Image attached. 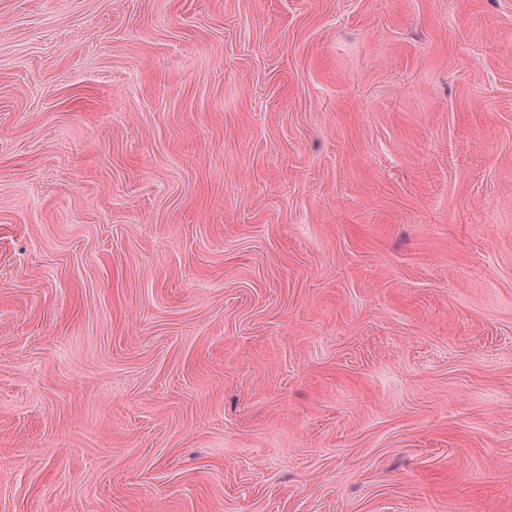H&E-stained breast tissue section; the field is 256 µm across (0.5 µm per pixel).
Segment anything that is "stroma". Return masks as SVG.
Listing matches in <instances>:
<instances>
[{
    "instance_id": "obj_1",
    "label": "stroma",
    "mask_w": 512,
    "mask_h": 512,
    "mask_svg": "<svg viewBox=\"0 0 512 512\" xmlns=\"http://www.w3.org/2000/svg\"><path fill=\"white\" fill-rule=\"evenodd\" d=\"M0 512H512V0H0Z\"/></svg>"
}]
</instances>
